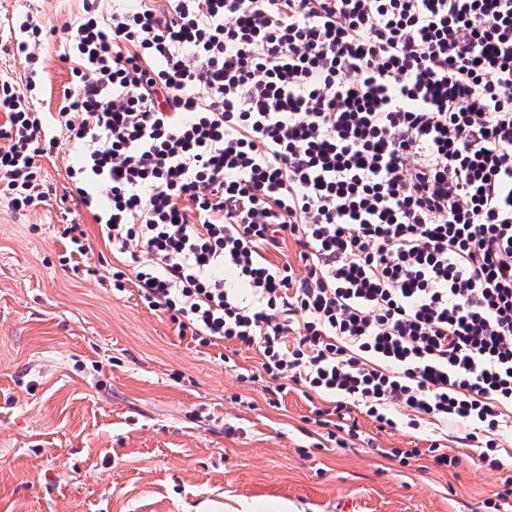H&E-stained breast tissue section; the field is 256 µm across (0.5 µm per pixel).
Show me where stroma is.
Masks as SVG:
<instances>
[{"mask_svg": "<svg viewBox=\"0 0 512 512\" xmlns=\"http://www.w3.org/2000/svg\"><path fill=\"white\" fill-rule=\"evenodd\" d=\"M34 11L48 35L28 95L54 112L71 85L61 58L82 0H0V81H21L2 52ZM42 159L47 201L23 213L0 199V512H486L502 474L474 464L448 425L455 469L403 467L381 448H424L429 424L378 429L336 447L301 391L274 393L252 350L201 347L137 295L112 290L117 260L91 213L68 200L79 149L57 132ZM83 224L91 249L72 271L61 232Z\"/></svg>", "mask_w": 512, "mask_h": 512, "instance_id": "1", "label": "stroma"}]
</instances>
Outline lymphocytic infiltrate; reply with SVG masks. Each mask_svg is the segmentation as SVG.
Segmentation results:
<instances>
[{"instance_id":"1","label":"lymphocytic infiltrate","mask_w":512,"mask_h":512,"mask_svg":"<svg viewBox=\"0 0 512 512\" xmlns=\"http://www.w3.org/2000/svg\"><path fill=\"white\" fill-rule=\"evenodd\" d=\"M101 2L57 111L0 83V197L45 202L64 125L69 197L134 264L113 291L322 396L338 447L360 411L455 423L512 512V0ZM42 33L19 27L30 88ZM291 239L300 275L268 257Z\"/></svg>"}]
</instances>
